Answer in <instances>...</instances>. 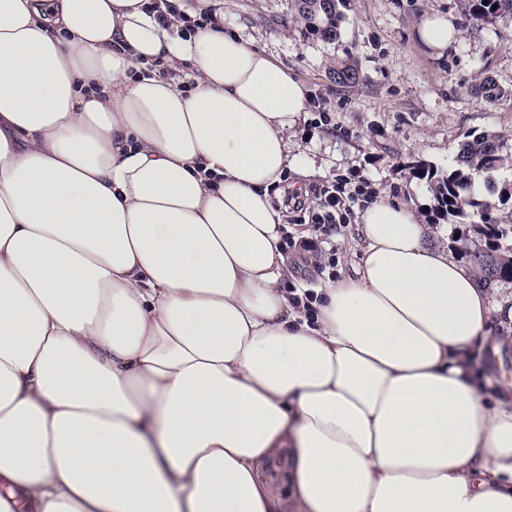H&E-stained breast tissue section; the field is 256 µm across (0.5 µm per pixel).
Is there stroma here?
<instances>
[{
  "instance_id": "obj_1",
  "label": "stroma",
  "mask_w": 512,
  "mask_h": 512,
  "mask_svg": "<svg viewBox=\"0 0 512 512\" xmlns=\"http://www.w3.org/2000/svg\"><path fill=\"white\" fill-rule=\"evenodd\" d=\"M225 29H238L276 57L319 100L328 125L288 132L292 153L313 161L315 172L296 181L306 205L311 186L352 169H364L376 194L415 205L432 243L447 246L462 262L471 251L512 247V201L497 206L487 223L439 212L435 178L456 167L467 135L500 137L504 160L477 180L472 191L512 185V11L472 20L469 0H339V35L327 42L305 36L295 0H223ZM438 14L456 32L448 48L427 46L423 19ZM351 64L357 84L342 88L329 70ZM492 77L505 93L488 104L471 93ZM427 177H420V170ZM478 379L494 396L512 398V325L494 326L480 359Z\"/></svg>"
}]
</instances>
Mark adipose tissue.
I'll return each instance as SVG.
<instances>
[{
	"label": "adipose tissue",
	"mask_w": 512,
	"mask_h": 512,
	"mask_svg": "<svg viewBox=\"0 0 512 512\" xmlns=\"http://www.w3.org/2000/svg\"><path fill=\"white\" fill-rule=\"evenodd\" d=\"M147 4L0 0V512H277V451L294 512H512L474 271L383 197L306 317L273 193L313 173L305 87Z\"/></svg>",
	"instance_id": "obj_1"
}]
</instances>
